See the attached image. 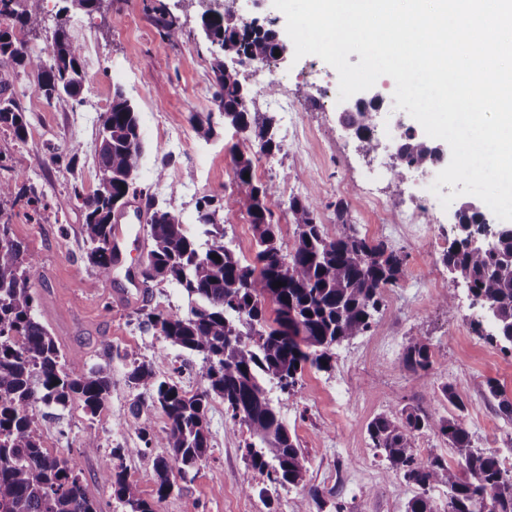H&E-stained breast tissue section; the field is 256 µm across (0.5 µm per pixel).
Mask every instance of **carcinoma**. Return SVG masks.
Masks as SVG:
<instances>
[{
	"label": "carcinoma",
	"mask_w": 512,
	"mask_h": 512,
	"mask_svg": "<svg viewBox=\"0 0 512 512\" xmlns=\"http://www.w3.org/2000/svg\"><path fill=\"white\" fill-rule=\"evenodd\" d=\"M234 2L224 0L221 11L206 13L201 29L206 40L224 46V52L240 62L274 58V30L255 22L233 21ZM9 19L0 28V58L36 77L45 98H66L83 104V92L91 81L81 64V48L64 25L53 35L51 53L32 49L27 35H37L42 23L40 0H0V17ZM157 25L174 42L183 36L177 20L163 14ZM213 73L220 116L225 123L257 142L261 153L280 151L272 118L251 110V101L238 74L215 59ZM379 103L364 102L347 120L357 126L362 149L373 152L378 143L371 116ZM96 148L99 187L91 194L72 187L84 212L83 231L91 244L88 262L99 276L112 272V213L127 205L137 192L142 161L140 119L137 110L119 89L107 112L100 115ZM25 141V111L7 89H0V127ZM404 162L428 168L440 161L436 148L408 135L401 139ZM232 174L239 187L235 198L204 197L196 207V221L208 237L199 244L179 215L149 198V236L152 240L146 268L148 281L174 284L190 300L184 313L157 308L141 311L140 324L175 346L201 358L198 376L202 386L194 393L160 379L151 363L132 361L127 380L151 400L165 417L157 432L141 430L140 440L170 449L169 457L155 460L157 500L181 493L177 480L207 455L209 429L206 411L216 397L233 421L245 424L253 438L248 445L256 484L249 486L264 495L268 487L305 486L309 459L288 432L268 395L266 384L293 394L308 367L332 368L336 347L367 333L379 312L383 293L404 275L407 255L362 235L351 223L347 204L336 202V234L325 233L317 222L315 206L307 198L292 197L288 211L295 225V242L283 253L279 224L274 222L268 199L274 188L255 178L251 155L231 151ZM249 178H244V174ZM26 199L34 213L45 207L42 196L25 184L0 181V200ZM239 206L252 224L253 260H243L224 242L218 223L221 210ZM457 237L444 254L448 271L472 285L478 305L488 312L492 341L512 336V225L494 224L485 210L463 206L458 210ZM486 238L480 250L469 247L471 235ZM0 512H97L73 460L44 448L34 410L55 404L63 408L80 404L96 416L112 393V373L107 365L75 371L66 368L64 355L48 329L33 315L31 272L36 262L22 244L11 237L8 222L0 225ZM282 286L277 287L275 283ZM274 305L275 317L266 315ZM404 366L418 374L433 365L429 339L415 335L404 349ZM502 415L512 420V400L489 383ZM372 443L390 467L419 492L406 512H474L480 498L489 499L491 512H512V471L502 467L496 454L476 448L460 417L434 416L418 407H404L397 414H380L367 425ZM425 433L444 437L457 459H427L415 451V438ZM140 448H114L105 461L104 474L112 495L127 512H156L138 494L121 466L114 460L140 454ZM443 488L446 501L439 507L431 491Z\"/></svg>",
	"instance_id": "cac0c4a2"
}]
</instances>
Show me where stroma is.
Returning <instances> with one entry per match:
<instances>
[{"mask_svg":"<svg viewBox=\"0 0 512 512\" xmlns=\"http://www.w3.org/2000/svg\"><path fill=\"white\" fill-rule=\"evenodd\" d=\"M209 6L204 0H112L108 9L92 12L71 0H44V22L32 44L50 51L60 20H67L71 38L82 48L81 60L93 79L84 90V103L72 107L63 100H45L36 79L22 70L0 68V83H8L29 118L26 142L16 141L0 129V180L31 183L46 195L48 207L34 214L25 201L0 205L13 236L38 259L31 277L34 315L60 343L68 368L86 370L110 364L112 396L106 409L92 416L79 405L67 408L41 406L35 415L43 445L50 452L74 458L79 476L98 512H124L106 484L102 460L113 449H127L121 460L128 482L140 496L153 502L157 512H406L417 493L373 448L367 424L381 413H395L417 406L438 416L455 409L441 394L449 384L466 404L463 417L475 447L495 452L512 470V422L502 418L488 391L496 381L512 396V347L489 341L478 331L482 319L466 288L456 290L452 308L438 300L453 288L443 257L457 234L455 214L463 204L475 203L472 195L455 197L449 207L435 206L417 235L383 236L377 227L403 220L418 196L429 194L438 170L405 168L399 183L389 175L373 185L380 209L367 206L366 177L377 164L389 163L393 152L387 139L364 154L359 142L345 131L338 102V74L321 58L285 56L272 71L243 77L253 108L272 116L281 151L275 158L260 156L256 142L228 127H218L211 140H200L193 117L217 113L212 65L219 56L201 31V17ZM176 16L184 29L175 43L164 40L156 25L160 11ZM122 89L140 117L143 158L137 185L156 195L161 205L180 214L183 224L199 233L196 203L205 196L236 193L229 149L256 155L255 176L273 184L269 202L280 226L284 249H291L295 227L288 219V199L313 197L318 221L327 233L335 231V203L345 200L349 217L370 240L387 244L407 256L399 284L385 291L383 305L365 335L336 350L328 371H305L297 391L272 389L271 396L283 422L295 435L310 465L306 487L286 488L267 496L252 491L255 479L248 465V428L234 421L222 400L207 408L211 451L183 481L181 495L157 500L154 461L169 456L166 448H142V429L163 427L164 417L150 401H138L127 382L131 359L152 364L156 374L192 393L200 385L198 359L147 331L139 323L140 310L160 308L183 313L186 294L158 281L131 290L127 268H143L147 253H125L113 266L110 279L98 277L86 258L83 216L73 187L90 193L97 189L96 144L99 116L106 112L115 89ZM394 82L377 80L363 91L364 99L380 97L377 128L403 127L426 140L422 126L397 109ZM287 93L294 103L305 134L293 139L276 98ZM77 148L75 163H56L54 149ZM128 296L117 299L118 291ZM429 337L433 368L429 375L407 371L402 355L409 336ZM95 429L100 446H84L88 429ZM318 498H311V490Z\"/></svg>","mask_w":512,"mask_h":512,"instance_id":"obj_1","label":"stroma"}]
</instances>
